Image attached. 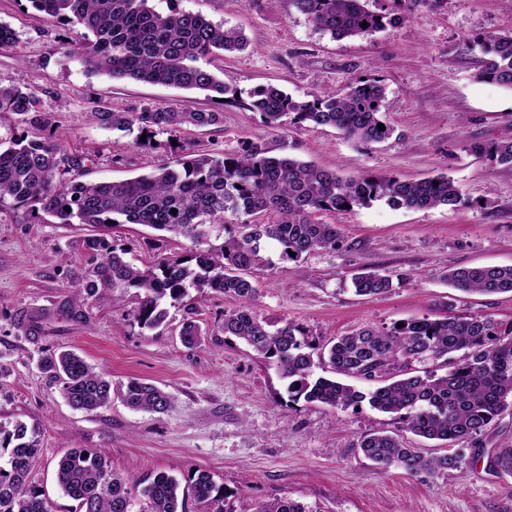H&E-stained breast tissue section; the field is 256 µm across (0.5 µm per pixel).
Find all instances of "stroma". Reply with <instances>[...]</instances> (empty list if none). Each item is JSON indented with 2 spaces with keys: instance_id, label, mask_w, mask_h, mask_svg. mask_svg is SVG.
<instances>
[{
  "instance_id": "1",
  "label": "stroma",
  "mask_w": 512,
  "mask_h": 512,
  "mask_svg": "<svg viewBox=\"0 0 512 512\" xmlns=\"http://www.w3.org/2000/svg\"><path fill=\"white\" fill-rule=\"evenodd\" d=\"M150 5L163 15L192 11L241 30L244 51L205 62L239 90L273 84L295 97L337 94L366 77L386 88L384 112L394 133L379 144L288 120L269 127L259 113L228 106L223 124L185 132L195 150L220 156L253 141L343 176L417 180L445 173L467 198L455 209L376 202L320 213L321 222L342 226L340 246L298 262L267 250V264L251 271L260 319L302 325L325 345L365 326L441 314L449 295L450 316L489 315L512 324V294L455 293L440 279L447 266L512 265V168L465 149L469 141L512 138V90L479 78L477 45L487 33L512 28V0H421L400 26L343 40L316 29L291 0ZM0 22L17 33L15 45L0 49V82L22 78L36 88L38 111L52 119L47 137L81 159L87 179L131 178L168 158L166 135H158L154 148H136L132 136L89 119L92 102L126 112L211 106L197 91L89 74L61 49L69 27L37 14L27 0H0ZM101 232L33 218L10 201L0 205V424L20 421L35 429L42 458L30 479L45 491L52 512L76 508L55 483V466L72 448L104 450L115 471L144 485L161 472L183 481L194 470L207 471L223 486L230 512H255L274 500L298 502L307 512H512V475L486 469L490 450L512 447V406L479 436L461 468L433 477L380 468L359 448L366 434L399 435L427 455L449 447L404 431L393 416L365 403L342 410L290 402L276 366L224 334V313L236 302L222 294L198 301L203 336L191 349L180 341L182 307L170 308L164 326L147 330L132 318L135 289L78 297L77 284L91 269L78 243ZM102 233L141 268L187 252L185 240L139 224ZM358 269L391 275L392 291L355 295L351 277ZM75 302L82 318L71 315ZM48 349L77 352L116 385L132 378L154 383L174 404L158 415L132 411L116 397L90 413L73 410L38 368Z\"/></svg>"
}]
</instances>
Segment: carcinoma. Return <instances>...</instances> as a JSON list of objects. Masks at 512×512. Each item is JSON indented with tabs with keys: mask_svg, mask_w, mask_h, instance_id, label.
I'll use <instances>...</instances> for the list:
<instances>
[{
	"mask_svg": "<svg viewBox=\"0 0 512 512\" xmlns=\"http://www.w3.org/2000/svg\"><path fill=\"white\" fill-rule=\"evenodd\" d=\"M32 9L83 32L69 43L68 56L86 71L111 79L163 84L200 90L216 110L177 107L120 112L94 106L91 119L134 136L140 148L160 133L208 128L224 122L223 107L257 112L264 123L277 127L285 118L295 124L331 127L347 138L381 143L394 133L383 111L386 89L377 79H356L339 94L309 93L296 98L274 86L254 88L243 95L224 84L199 61L217 51H241L242 32L215 23L201 14L173 11L167 15L148 6L149 0H27ZM296 8L319 31L331 38L371 35L392 27L405 16L369 8V0H293ZM367 28H362L363 23ZM485 56L480 78L512 90V30L490 33L478 42ZM36 90L20 79L0 84V114L19 116L32 127H46L50 115L36 110ZM384 124L385 129L378 128ZM146 141H141V136ZM466 149L492 165L512 167V139L469 142ZM62 148L46 137L27 134L0 140V204L11 199L60 224H93L112 228L140 224L190 243L186 257L173 256L147 268L125 260V249L103 236L83 239L82 249L95 265L79 291L134 288L140 301L132 317L141 328L154 329L168 318L166 305H184L180 329L184 345H196L203 332L193 319L196 307L184 303L189 289L207 288L235 298L239 305L224 312V335L247 344L288 379L289 397L346 409L366 401L395 415L403 428L430 439L458 446L451 454L426 457L408 448L397 435L385 432L363 436L359 448L380 466L399 467L411 476L436 475L458 469L467 447L512 404V326L504 329L492 317L474 315L448 319L436 315L376 329L364 327L338 336L327 352L330 377L313 378L318 346L292 322L274 327L251 308L257 284L250 270L265 262L271 245L293 262L320 249H336L343 237L339 224L316 218L323 211H343L375 201L412 210L438 206L451 209L468 203L461 187L440 174L418 181L372 173L344 178L312 163L277 157L257 142L232 155L215 157L172 147V157L151 172L123 181L92 182L76 177L56 179L62 164L80 167L61 155ZM70 210H65V207ZM237 232L216 248L224 225ZM295 252L290 257L289 252ZM443 280L462 293H512V265L452 267ZM359 295L391 291L393 280L379 271L359 272L352 278ZM463 353L448 365V356ZM441 365L442 375L419 371L415 365ZM38 366L61 387L70 407L93 412L112 400V393L134 411L165 414L172 396L155 384L130 379L118 389L112 380L73 351L48 350ZM373 382L361 391L342 378ZM7 458L0 464V512H51L45 494L29 480L39 463L41 448L28 427L17 422L0 438ZM490 468L512 474V448H496ZM57 483L77 502L75 512H131L139 498L144 512H186L188 498L198 502L224 500L222 487L210 474L197 470L189 484L160 473L144 488L115 471L104 451L73 448L59 461ZM256 512H306L291 501L261 503Z\"/></svg>",
	"mask_w": 512,
	"mask_h": 512,
	"instance_id": "cac0c4a2",
	"label": "carcinoma"
}]
</instances>
